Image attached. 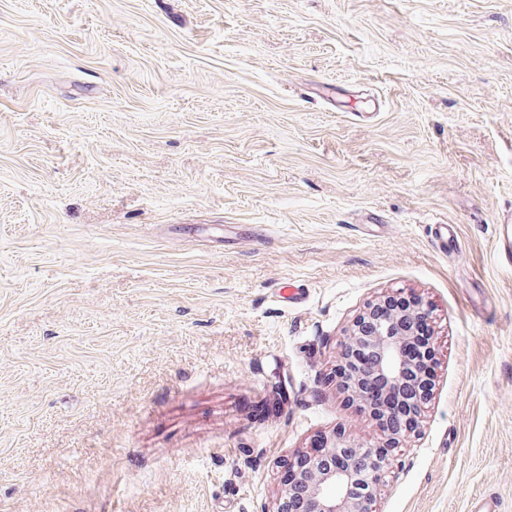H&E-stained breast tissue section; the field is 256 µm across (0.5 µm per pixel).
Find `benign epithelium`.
Masks as SVG:
<instances>
[{"label": "benign epithelium", "instance_id": "7a95c632", "mask_svg": "<svg viewBox=\"0 0 512 512\" xmlns=\"http://www.w3.org/2000/svg\"><path fill=\"white\" fill-rule=\"evenodd\" d=\"M428 313L427 303L414 293L398 307L388 295L377 298L355 319L336 364L341 389L363 405H368L364 388L374 378L401 397L400 418L384 430L389 453L418 431L429 396L427 375L409 371L420 316ZM366 349L375 354L369 365L357 362ZM388 461L380 449L354 443L343 433L324 435L283 465L277 512H375Z\"/></svg>", "mask_w": 512, "mask_h": 512}]
</instances>
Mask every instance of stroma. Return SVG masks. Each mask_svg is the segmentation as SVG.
Listing matches in <instances>:
<instances>
[{
  "mask_svg": "<svg viewBox=\"0 0 512 512\" xmlns=\"http://www.w3.org/2000/svg\"><path fill=\"white\" fill-rule=\"evenodd\" d=\"M506 210L512 0H0V512H276L382 445L335 367L398 290L435 376L376 512H512ZM512 215L496 224V250L499 262L512 266Z\"/></svg>",
  "mask_w": 512,
  "mask_h": 512,
  "instance_id": "stroma-1",
  "label": "stroma"
}]
</instances>
